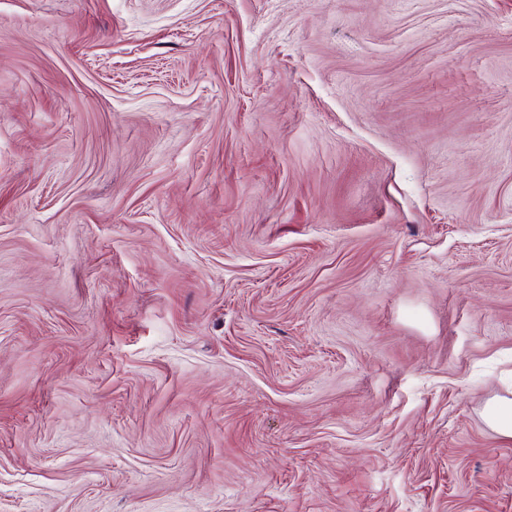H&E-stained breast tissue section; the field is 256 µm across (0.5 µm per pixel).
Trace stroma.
I'll use <instances>...</instances> for the list:
<instances>
[{"label": "stroma", "instance_id": "stroma-1", "mask_svg": "<svg viewBox=\"0 0 512 512\" xmlns=\"http://www.w3.org/2000/svg\"><path fill=\"white\" fill-rule=\"evenodd\" d=\"M512 0H0V512H512ZM497 396L487 402L483 415L490 428L498 435L512 439V398Z\"/></svg>", "mask_w": 512, "mask_h": 512}]
</instances>
